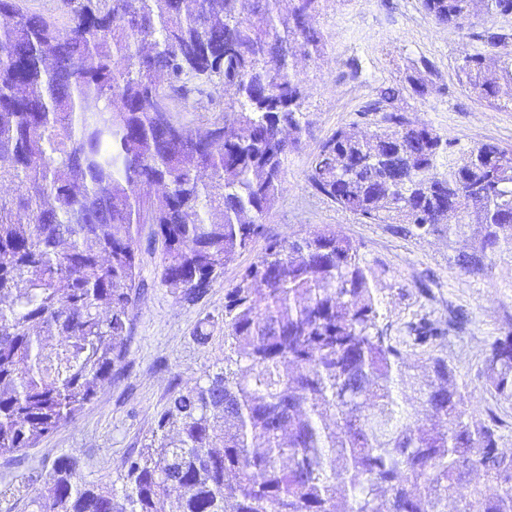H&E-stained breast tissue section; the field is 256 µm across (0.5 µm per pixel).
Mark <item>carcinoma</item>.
<instances>
[{
    "instance_id": "obj_1",
    "label": "carcinoma",
    "mask_w": 512,
    "mask_h": 512,
    "mask_svg": "<svg viewBox=\"0 0 512 512\" xmlns=\"http://www.w3.org/2000/svg\"><path fill=\"white\" fill-rule=\"evenodd\" d=\"M63 0L67 28L0 0V458L72 421L125 359L133 308L154 279L195 303L265 234L288 159L308 132L296 62L323 54L326 0ZM440 26L493 21L500 0H423ZM459 83L512 107V33L485 29ZM413 66L407 84H434ZM200 130L178 115L215 103ZM382 87L308 161L309 186L368 224L434 236L469 275L512 258V158L466 150ZM490 192L470 201L477 174ZM382 289L356 242L330 225L271 239L224 288V365L172 390L121 490L57 457L32 512H512L503 419L473 417L457 370L415 372L381 322ZM431 346L445 329L409 325ZM484 374L512 402V334ZM430 415L410 420L403 405Z\"/></svg>"
}]
</instances>
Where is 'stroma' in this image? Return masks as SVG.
<instances>
[{
  "label": "stroma",
  "mask_w": 512,
  "mask_h": 512,
  "mask_svg": "<svg viewBox=\"0 0 512 512\" xmlns=\"http://www.w3.org/2000/svg\"><path fill=\"white\" fill-rule=\"evenodd\" d=\"M313 24L326 35L327 46L323 56L298 67L309 91L310 132L291 158L280 200L264 218L266 236L228 263L222 282L197 302L186 303L158 284L144 290L126 357L111 381L36 447L10 461L0 458V512H30L29 501L46 492L52 463L63 453L78 460L84 480L121 488L123 460L148 442L171 391L194 385L223 361L225 284L256 260L268 237L286 239L324 225L359 243L374 270L382 271L389 288L381 309L391 336L407 338L409 323L423 316L447 325L464 314L463 324L449 327L442 342L406 347L407 359L421 364L431 354L447 358L475 416L492 408L508 423L503 446L512 450V403H496L482 377L490 345L512 332V260H498L488 277L465 275L449 260L445 242L405 238L385 225L363 223L316 194L307 180V159L320 143L349 126L378 88L403 87L412 63L420 60L432 64L437 89L423 96L405 90L401 105L411 121L432 125L464 149L487 141L512 146V109L489 108L456 75L463 52H480L484 45L471 30L436 25L422 0H329ZM422 281L428 293L418 292ZM205 318L212 337L202 346L194 331Z\"/></svg>",
  "instance_id": "35a3bbf8"
}]
</instances>
